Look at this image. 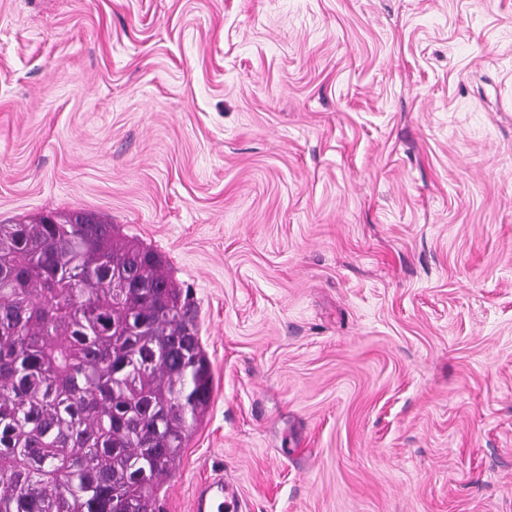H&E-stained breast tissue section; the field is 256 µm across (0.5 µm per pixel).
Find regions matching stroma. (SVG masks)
<instances>
[{
	"instance_id": "stroma-1",
	"label": "stroma",
	"mask_w": 512,
	"mask_h": 512,
	"mask_svg": "<svg viewBox=\"0 0 512 512\" xmlns=\"http://www.w3.org/2000/svg\"><path fill=\"white\" fill-rule=\"evenodd\" d=\"M50 211L197 307L164 512H512V0H0V223ZM231 502L224 500V483L213 482L204 488H201L196 496L193 510L195 512H223L237 511L239 508L235 505L234 497L231 496Z\"/></svg>"
}]
</instances>
